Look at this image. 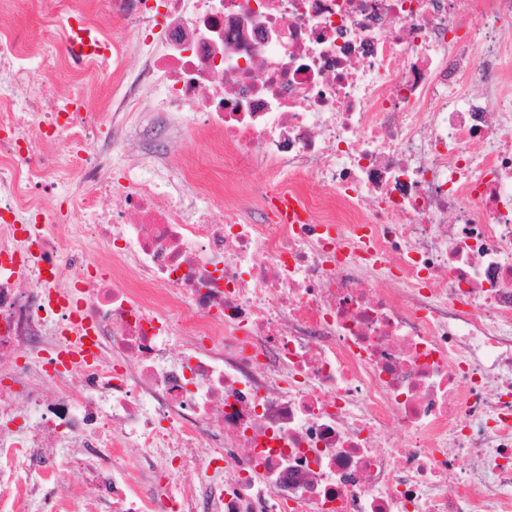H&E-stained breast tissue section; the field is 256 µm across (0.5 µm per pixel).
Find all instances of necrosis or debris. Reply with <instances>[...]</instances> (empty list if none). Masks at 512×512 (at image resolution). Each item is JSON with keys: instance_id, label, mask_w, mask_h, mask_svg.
Segmentation results:
<instances>
[{"instance_id": "4bbe7bcc", "label": "necrosis or debris", "mask_w": 512, "mask_h": 512, "mask_svg": "<svg viewBox=\"0 0 512 512\" xmlns=\"http://www.w3.org/2000/svg\"><path fill=\"white\" fill-rule=\"evenodd\" d=\"M106 4L0 26V512H512V0ZM183 147L195 162L197 173L201 177L221 176L224 178V158L210 153L207 136L203 132L187 134ZM235 182L238 192L222 199L225 209H247L258 212L261 208V184L264 182V172L251 168L232 169L226 176Z\"/></svg>"}]
</instances>
